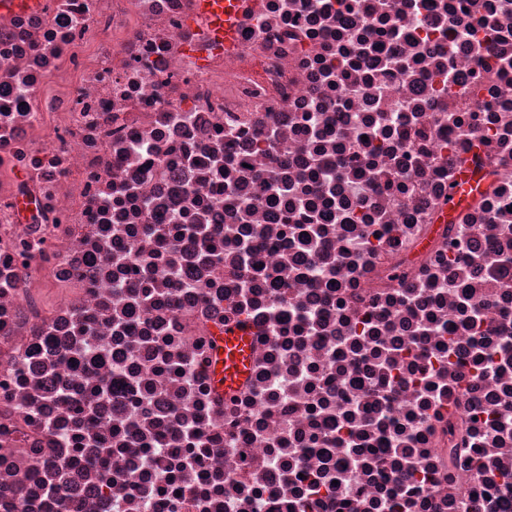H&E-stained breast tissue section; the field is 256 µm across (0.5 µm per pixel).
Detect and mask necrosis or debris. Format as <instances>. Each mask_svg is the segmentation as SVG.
I'll list each match as a JSON object with an SVG mask.
<instances>
[{
  "label": "necrosis or debris",
  "instance_id": "1",
  "mask_svg": "<svg viewBox=\"0 0 512 512\" xmlns=\"http://www.w3.org/2000/svg\"><path fill=\"white\" fill-rule=\"evenodd\" d=\"M194 10L0 11V512H512V0ZM196 13L210 23L215 32L231 46L237 40L238 22L246 13L259 8L258 0H197ZM223 364L215 371L225 395L235 392L250 373L251 332L246 326L224 327Z\"/></svg>",
  "mask_w": 512,
  "mask_h": 512
}]
</instances>
